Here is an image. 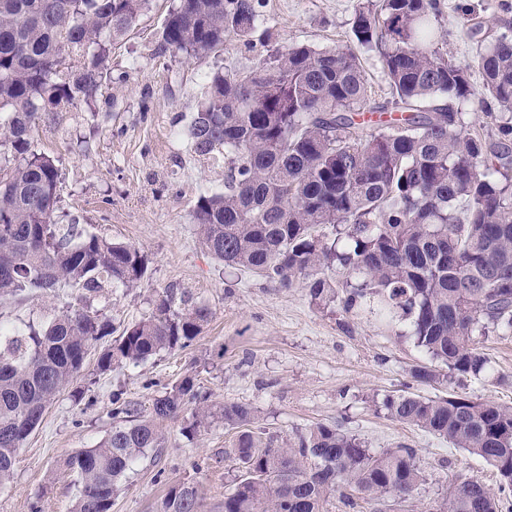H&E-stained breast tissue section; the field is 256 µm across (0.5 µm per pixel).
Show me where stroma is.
Listing matches in <instances>:
<instances>
[{
    "label": "stroma",
    "instance_id": "obj_1",
    "mask_svg": "<svg viewBox=\"0 0 512 512\" xmlns=\"http://www.w3.org/2000/svg\"><path fill=\"white\" fill-rule=\"evenodd\" d=\"M359 0H261L251 47L226 40L219 59L188 60L158 51L172 0H152L137 25L114 46L110 75L92 104L44 113L32 133L38 151L62 174L59 223L135 246L148 269L134 287L104 290L92 307L115 330L148 317L166 290H186L213 316L189 347L164 351L139 365L98 370L106 336L94 345L73 385L49 408L25 440L10 480L0 486V512H70L73 473L63 467L72 452L97 445L111 431L112 394L123 391L141 415L184 372L196 373L215 405L246 402L258 424L278 440L319 423L339 424L384 451L415 448L428 479L405 512H428L439 487L466 476L497 487L495 469L414 426L378 412L385 396H443L455 390L478 400L512 406V335L480 336L489 368L445 385L415 382L410 369L428 357L414 344L408 322L390 324L364 312L347 317L338 304L315 306L303 285L282 288L253 274L224 267L201 244L192 210L198 196L224 187L223 161L200 159L187 128L213 73L245 66L263 55L268 40L317 48L353 47L351 23ZM442 20L454 31L448 46L469 65L477 51L465 14L489 34L512 30V0H441ZM73 303L70 289L57 295L29 292L0 307V320L41 324ZM192 406L159 422L162 445L147 450L112 499V512H160L169 484L195 483L202 512H222L235 462L226 456L234 429L213 420L195 438L183 436Z\"/></svg>",
    "mask_w": 512,
    "mask_h": 512
}]
</instances>
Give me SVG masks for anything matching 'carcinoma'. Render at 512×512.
I'll use <instances>...</instances> for the list:
<instances>
[{"mask_svg":"<svg viewBox=\"0 0 512 512\" xmlns=\"http://www.w3.org/2000/svg\"><path fill=\"white\" fill-rule=\"evenodd\" d=\"M150 0H0V304L32 289L77 292L80 306L45 325L0 323V483L26 436L73 384L92 345L113 333L89 309L104 288H129L147 271L139 249L55 220L60 171L32 148L45 112L95 99L112 48ZM259 0H176L159 50L204 60L224 42H250ZM440 0L361 2L352 32L377 50L390 98L372 97L352 50L273 45L246 69L218 70L187 134L203 158L224 156V190L192 212L206 249L227 267L290 288L346 314L368 308L392 323L408 320L432 365L418 383L478 376L487 359L474 336L512 333V35L501 33L468 66L448 54L451 29ZM483 75L480 89L469 70ZM476 103L486 131L467 128L460 103ZM363 112H396L365 136ZM212 310L187 291L168 290L147 318L123 328L98 358L137 366L162 350L184 349ZM193 403L191 437L211 418L237 430L229 455L237 474L223 512H329L333 498L354 510L395 512L426 482L416 450L374 454L340 425L317 424L280 444L263 440L247 404L208 403L186 374L140 416L120 393L121 424L96 446L68 456L80 478L71 512H112L119 483L149 448L161 447L157 422ZM387 415L479 456L497 489L457 478L431 512H503L512 497V407L474 400L394 395ZM197 485H170L161 512H200Z\"/></svg>","mask_w":512,"mask_h":512,"instance_id":"obj_1","label":"carcinoma"}]
</instances>
